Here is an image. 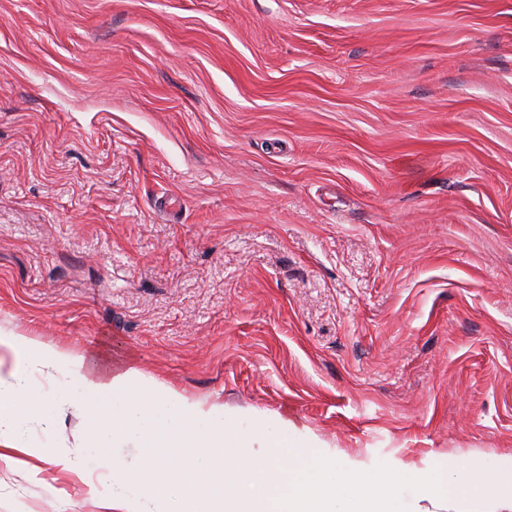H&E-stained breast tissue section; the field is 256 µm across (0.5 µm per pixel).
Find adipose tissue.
<instances>
[{"instance_id":"adipose-tissue-1","label":"adipose tissue","mask_w":512,"mask_h":512,"mask_svg":"<svg viewBox=\"0 0 512 512\" xmlns=\"http://www.w3.org/2000/svg\"><path fill=\"white\" fill-rule=\"evenodd\" d=\"M66 407L86 420L80 447L102 451L113 512H422L424 501L433 512L512 508V456L491 467L340 463L292 420L279 422L283 445L260 416L244 429L223 405L190 400L134 366L105 373L90 357L0 330V447H27V424H51ZM117 448L135 449L136 462H121ZM400 481L415 486L414 501L395 497Z\"/></svg>"}]
</instances>
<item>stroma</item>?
<instances>
[{"mask_svg": "<svg viewBox=\"0 0 512 512\" xmlns=\"http://www.w3.org/2000/svg\"><path fill=\"white\" fill-rule=\"evenodd\" d=\"M0 329L341 461L512 454V0H0ZM109 493L0 461V512Z\"/></svg>", "mask_w": 512, "mask_h": 512, "instance_id": "1", "label": "stroma"}]
</instances>
